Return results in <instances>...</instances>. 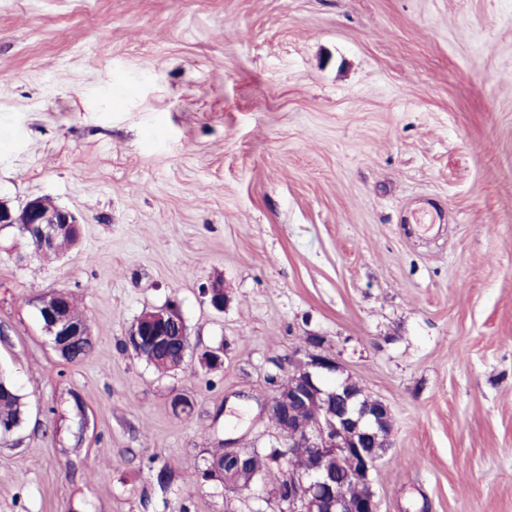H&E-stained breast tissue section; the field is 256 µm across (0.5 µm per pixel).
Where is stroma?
<instances>
[{"label":"stroma","mask_w":512,"mask_h":512,"mask_svg":"<svg viewBox=\"0 0 512 512\" xmlns=\"http://www.w3.org/2000/svg\"><path fill=\"white\" fill-rule=\"evenodd\" d=\"M40 196L83 232L47 260L0 229L27 405L0 512H279L191 476L269 447L267 377L313 335L390 407L380 512H512V0H0V200ZM172 301L191 349L161 374L123 343ZM71 309L77 319L84 320L75 301L71 298ZM37 310L43 322L44 330L53 337V344L60 355L74 356L78 352L79 340L88 332L87 321L75 319L70 311L69 295L62 291H52L38 299ZM94 350L91 336H85L80 347L78 359L63 356L70 362H80L89 357ZM80 354H77V357Z\"/></svg>","instance_id":"obj_1"}]
</instances>
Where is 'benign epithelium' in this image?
Segmentation results:
<instances>
[{"label":"benign epithelium","mask_w":512,"mask_h":512,"mask_svg":"<svg viewBox=\"0 0 512 512\" xmlns=\"http://www.w3.org/2000/svg\"><path fill=\"white\" fill-rule=\"evenodd\" d=\"M5 227H19L37 240L41 248L36 253L42 256L52 250L58 238L81 234V221L74 212L60 206L47 210L39 197L18 211L1 202L0 228ZM204 295L215 310H224L228 299L220 283L206 286ZM37 310L56 350L66 356L77 354L88 324L72 316L69 295L62 291L46 293L38 299ZM128 335L146 336L154 347L177 340L180 356L188 351L187 326L173 305L143 312ZM320 340L313 337L289 358L294 373L285 384L272 383V394L264 405L266 417L277 425L271 431L275 440L272 447L289 455L307 449L315 458L312 467L292 470L274 483L272 499L285 512H380L373 474L383 452L391 447L390 407L366 394L352 377H341L342 366L323 350ZM326 374L335 376L329 386L321 382ZM224 457L230 462L229 469L208 466L211 480L224 482L237 496L252 492L262 471L254 466L248 450L228 440L224 442ZM332 458L352 464L353 478L360 487L356 495L342 491Z\"/></svg>","instance_id":"benign-epithelium-1"}]
</instances>
